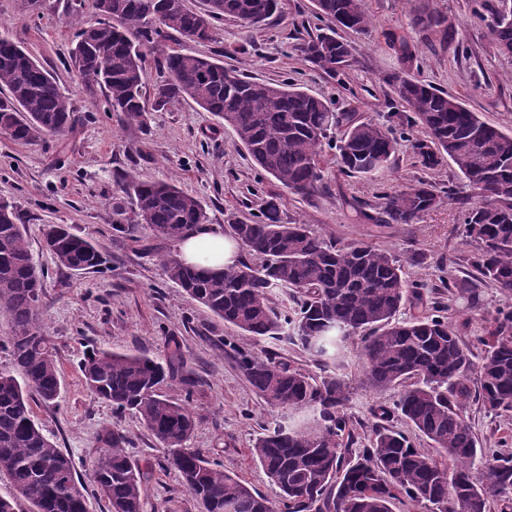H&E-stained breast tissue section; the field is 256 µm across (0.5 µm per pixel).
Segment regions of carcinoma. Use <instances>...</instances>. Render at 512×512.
Masks as SVG:
<instances>
[{
    "label": "carcinoma",
    "mask_w": 512,
    "mask_h": 512,
    "mask_svg": "<svg viewBox=\"0 0 512 512\" xmlns=\"http://www.w3.org/2000/svg\"><path fill=\"white\" fill-rule=\"evenodd\" d=\"M201 13L186 0H94L109 15L91 25L82 5L70 6L76 29L68 66L89 98L103 94L108 111L127 124L146 113L190 100L232 128L254 162L290 193L314 196L321 187L323 142L344 127L336 144L339 171L370 178L409 140L418 126L427 139L412 144L421 164L433 169L445 158L477 191L479 202L463 218L462 233L476 243L470 265L484 282L512 296V135L482 121L458 98L412 77L396 76L393 92L411 114L357 120L332 103L309 95L292 81L265 83L211 59L176 49L156 58L158 80L146 98L147 44L175 32L195 41L213 40L215 23L232 17L245 27L268 19L277 0H207ZM315 15L335 27L300 44L303 59L334 75L351 50L336 28L364 33L372 25L365 0H314ZM478 15L490 18L494 47L512 54V0H478ZM402 61L419 49L392 37ZM0 133L15 141L64 136L81 122L71 98L54 76L0 31ZM137 221L150 225L156 239L177 243L207 221L202 202L173 183L126 180ZM444 203L428 181L384 192L376 212L362 217L379 224H417ZM112 229L130 240L137 225L124 222V207L112 206ZM235 240L258 263L244 260L227 268L183 263L162 256L169 281L182 288L215 318L254 344L289 342L333 371L314 375L267 353L226 341L257 395L286 415L256 438L252 458L279 490V498L248 488L237 476L186 447L195 430L184 399L160 392L164 382L185 371L184 363L161 361L144 352L93 348L80 370L87 389L118 413L134 412L167 450L168 464L182 487L205 512H392L399 502L415 512H512V448H487L473 432L464 408L473 401L497 415L512 414V310L476 337L475 357L448 321L449 306L437 302L411 319L399 318L421 296L407 279L400 259L362 242L338 246L312 234L304 224H282L277 205L265 202L259 216L232 225ZM44 244L66 269L100 270L106 259L92 241L65 224H48ZM279 288L295 293V306L282 310L272 296ZM0 317L10 333L12 367L0 370V476L13 494L0 497V512H15L22 499L31 512H90V499L71 489L81 482L74 461L35 422L29 399L44 403L60 393L61 374L44 334L42 274L32 262L15 207L0 202ZM361 335L358 354L373 390L395 391L392 403L378 406L379 423L367 442L355 434L344 411L350 390L339 371L347 344ZM403 420L432 442L416 447L393 425ZM102 456L91 479L111 512H143L144 476L126 452V437L107 430Z\"/></svg>",
    "instance_id": "obj_1"
}]
</instances>
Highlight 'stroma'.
Returning a JSON list of instances; mask_svg holds the SVG:
<instances>
[{
	"label": "stroma",
	"instance_id": "stroma-1",
	"mask_svg": "<svg viewBox=\"0 0 512 512\" xmlns=\"http://www.w3.org/2000/svg\"><path fill=\"white\" fill-rule=\"evenodd\" d=\"M68 3L46 0L34 12L25 0H0V27L54 73L83 118L63 138L18 142L0 135V199L15 203L33 259L44 272V333L62 376L59 398L50 405L32 401L33 415L58 448L71 455L79 476H87L99 458L100 435L117 428L129 441L132 463L147 475L144 512H199L155 437L135 415H115L91 394L78 366L84 351L94 346L117 352L140 349L160 358L176 352L185 360L194 390L197 427L191 447L249 488L275 494L250 448L281 413L255 394L224 351L228 339L245 348L252 342L168 281L159 257L176 253V244L157 241L145 224L139 225L134 242L115 233L112 205L127 199L125 176L174 181L202 201L209 225L227 237L234 223L253 219L271 200L281 223L307 224L313 234L340 245L364 242L387 249L402 260L422 292L402 310V318H412L436 301L449 303L448 317L465 342L484 335L499 311L512 309V298L477 283L468 263L473 246L462 234L461 221L476 194L451 161L425 168L406 145L376 177L360 179L340 173L336 146L329 143L322 147V190L300 198L263 175L233 130L193 102L182 100L149 112L145 125H125L105 111L103 98L82 94L68 66L74 40ZM279 7L278 16L261 27L246 28L227 17L217 23L210 42H189L174 34L164 45L218 59L225 68L243 70L260 81L297 80L309 94L360 120H381L401 111L390 81L397 74L414 77L460 98L482 120L512 133V56L495 50L474 12L475 0H366L373 25L364 34L343 31L352 55L334 76L315 70L297 50L319 25L313 0H279ZM426 9L442 16L440 26L417 25V15ZM393 35L420 46L417 60L397 58L389 43ZM420 179L437 190H453L452 199L417 224L360 219V208L376 207L382 191ZM47 224L69 225L73 233L93 240L107 259L105 268L74 272L58 266L42 245ZM461 282L477 284V306L451 300L449 286ZM341 376L350 388L345 411L359 434H370L373 408L392 402L394 393L368 388L354 355ZM465 415L484 445L512 443V418L474 403Z\"/></svg>",
	"mask_w": 512,
	"mask_h": 512
}]
</instances>
